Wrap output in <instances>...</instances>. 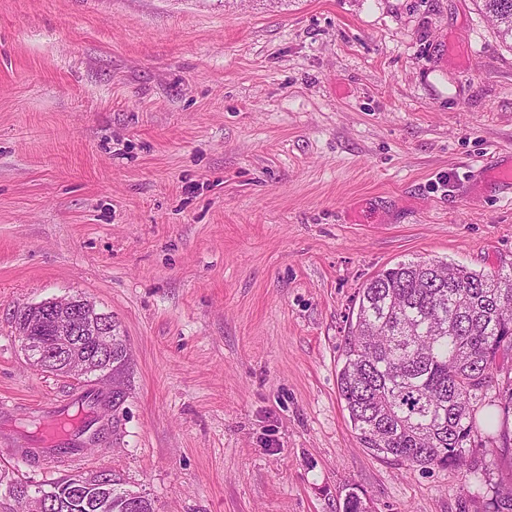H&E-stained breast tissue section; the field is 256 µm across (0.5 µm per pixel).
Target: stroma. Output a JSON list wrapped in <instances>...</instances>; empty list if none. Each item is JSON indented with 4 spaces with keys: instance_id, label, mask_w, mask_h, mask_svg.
<instances>
[{
    "instance_id": "1",
    "label": "stroma",
    "mask_w": 512,
    "mask_h": 512,
    "mask_svg": "<svg viewBox=\"0 0 512 512\" xmlns=\"http://www.w3.org/2000/svg\"><path fill=\"white\" fill-rule=\"evenodd\" d=\"M512 45L480 0H0V398L77 390L17 312L80 295L132 350L81 472L156 512H486L468 468L360 448L355 299L415 258L512 269Z\"/></svg>"
}]
</instances>
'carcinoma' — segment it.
I'll return each mask as SVG.
<instances>
[{"instance_id": "cac0c4a2", "label": "carcinoma", "mask_w": 512, "mask_h": 512, "mask_svg": "<svg viewBox=\"0 0 512 512\" xmlns=\"http://www.w3.org/2000/svg\"><path fill=\"white\" fill-rule=\"evenodd\" d=\"M503 37L512 38V0H483ZM112 371L126 377L131 354L112 323ZM512 270L481 272L440 260L398 262L358 292L337 388L351 428L367 452L422 472L460 469L476 447L478 402L495 392L502 418L485 421L484 448L512 456ZM48 512H154L111 474L107 487L68 475L44 482ZM488 512H512V481L486 483Z\"/></svg>"}]
</instances>
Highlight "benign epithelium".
<instances>
[{
	"mask_svg": "<svg viewBox=\"0 0 512 512\" xmlns=\"http://www.w3.org/2000/svg\"><path fill=\"white\" fill-rule=\"evenodd\" d=\"M94 308V302L81 296L45 300L25 308L27 321L18 341L27 360L63 378L107 380L112 373V323L88 319L86 313ZM48 319L53 323V341L30 335L33 325Z\"/></svg>",
	"mask_w": 512,
	"mask_h": 512,
	"instance_id": "benign-epithelium-1",
	"label": "benign epithelium"
}]
</instances>
